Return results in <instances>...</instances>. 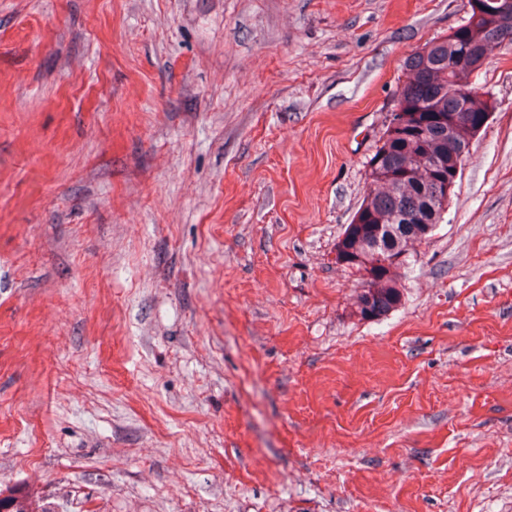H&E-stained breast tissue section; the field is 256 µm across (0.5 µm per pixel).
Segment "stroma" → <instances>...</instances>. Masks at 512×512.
Masks as SVG:
<instances>
[{"instance_id": "35a3bbf8", "label": "stroma", "mask_w": 512, "mask_h": 512, "mask_svg": "<svg viewBox=\"0 0 512 512\" xmlns=\"http://www.w3.org/2000/svg\"><path fill=\"white\" fill-rule=\"evenodd\" d=\"M468 0H0V498L512 512V42L398 308L336 243Z\"/></svg>"}]
</instances>
